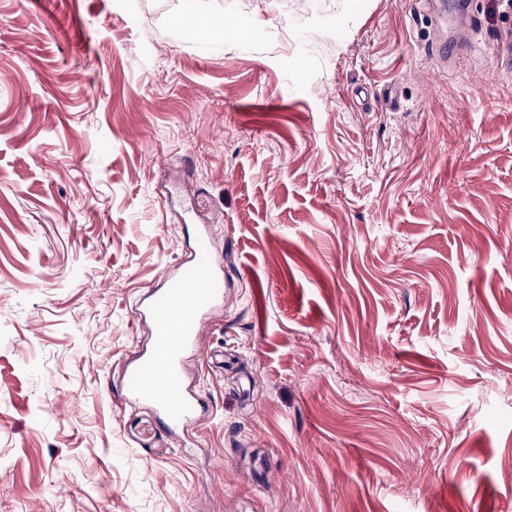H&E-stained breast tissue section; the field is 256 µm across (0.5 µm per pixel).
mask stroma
<instances>
[{
	"label": "stroma",
	"mask_w": 512,
	"mask_h": 512,
	"mask_svg": "<svg viewBox=\"0 0 512 512\" xmlns=\"http://www.w3.org/2000/svg\"><path fill=\"white\" fill-rule=\"evenodd\" d=\"M471 15L446 67L439 2L0 0V512H512V0ZM197 225L175 434L126 369ZM180 22L212 39L224 40V22L206 13L197 11L180 19ZM192 262L191 271L178 274L166 288L155 290L147 303L137 304L136 315L153 324L156 336L166 337L168 365L151 389L139 385L138 367L129 369L124 396L130 404H150L162 424L173 433L183 430L192 414L206 411L194 393L177 387L183 354L201 343L199 332L189 322L200 321L224 298L223 262L214 254L206 227L196 232ZM168 336H177L169 348Z\"/></svg>",
	"instance_id": "stroma-1"
}]
</instances>
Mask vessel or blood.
Wrapping results in <instances>:
<instances>
[{"instance_id":"b4317fda","label":"vessel or blood","mask_w":512,"mask_h":512,"mask_svg":"<svg viewBox=\"0 0 512 512\" xmlns=\"http://www.w3.org/2000/svg\"><path fill=\"white\" fill-rule=\"evenodd\" d=\"M224 298V267L214 254L210 233L199 228L195 235L193 268L174 277L166 288L155 290L148 301L138 303L137 316L149 320L156 335L173 337L168 349V365L153 388L139 385L138 368L128 371L125 399L147 403L171 432L184 429L191 416L203 408L192 392L180 390L177 377L182 371L186 350L199 347L201 339L194 327Z\"/></svg>"}]
</instances>
